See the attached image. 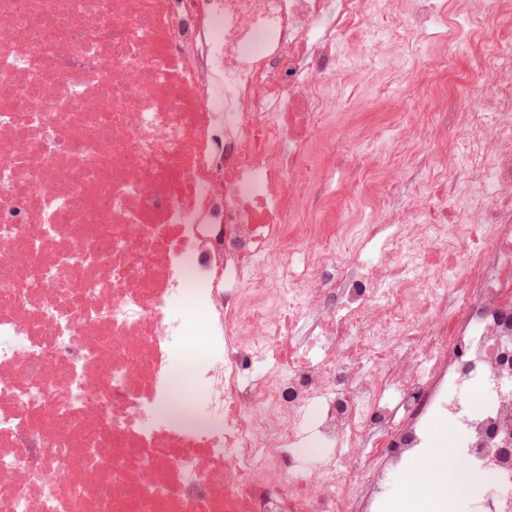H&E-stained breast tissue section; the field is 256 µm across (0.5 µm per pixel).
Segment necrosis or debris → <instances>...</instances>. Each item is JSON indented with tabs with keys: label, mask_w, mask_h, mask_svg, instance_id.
Masks as SVG:
<instances>
[{
	"label": "necrosis or debris",
	"mask_w": 512,
	"mask_h": 512,
	"mask_svg": "<svg viewBox=\"0 0 512 512\" xmlns=\"http://www.w3.org/2000/svg\"><path fill=\"white\" fill-rule=\"evenodd\" d=\"M452 5L493 45L461 151L411 113L410 202L308 247L336 83L383 59L427 87ZM511 26L512 0H0V512H358L442 412L492 479L471 512H512Z\"/></svg>",
	"instance_id": "obj_1"
}]
</instances>
